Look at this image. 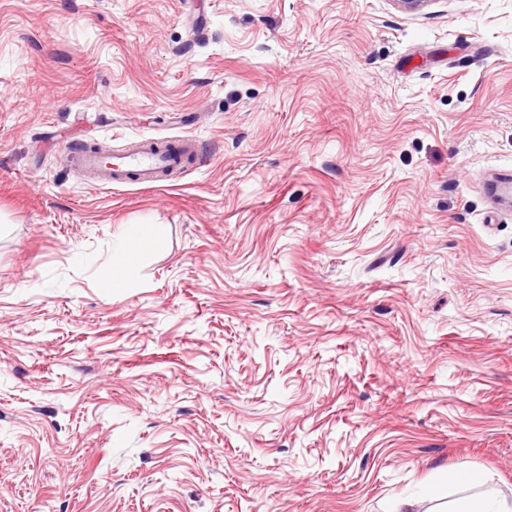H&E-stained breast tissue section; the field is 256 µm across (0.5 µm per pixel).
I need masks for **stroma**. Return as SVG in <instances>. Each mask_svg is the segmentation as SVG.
Returning a JSON list of instances; mask_svg holds the SVG:
<instances>
[{
  "label": "stroma",
  "mask_w": 512,
  "mask_h": 512,
  "mask_svg": "<svg viewBox=\"0 0 512 512\" xmlns=\"http://www.w3.org/2000/svg\"><path fill=\"white\" fill-rule=\"evenodd\" d=\"M185 135L152 184L67 158ZM489 167L512 0H0V512L511 498ZM129 224L163 249L125 263Z\"/></svg>",
  "instance_id": "35a3bbf8"
}]
</instances>
